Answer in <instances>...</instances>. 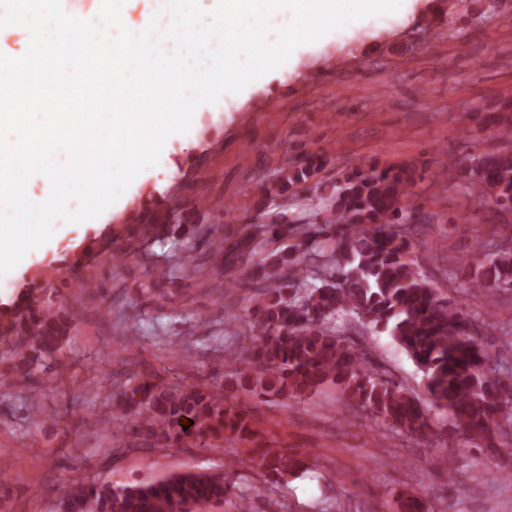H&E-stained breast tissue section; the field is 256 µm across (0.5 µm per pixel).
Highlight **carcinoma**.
<instances>
[{
  "mask_svg": "<svg viewBox=\"0 0 512 512\" xmlns=\"http://www.w3.org/2000/svg\"><path fill=\"white\" fill-rule=\"evenodd\" d=\"M474 124L512 135V101L499 100L476 110ZM325 160H307L282 170L263 188V200L278 212L269 221H250L235 240L206 239L213 264L231 273L241 267L263 294L255 308L248 344L240 356L249 366L245 390L251 396L285 400L318 392L333 384L351 406L398 432L426 439L432 428L429 406L448 415L473 440L489 448L508 447L512 428V381L497 376L488 344L475 331V317L462 302L441 297L409 258L408 223L417 178L410 165L356 170L334 182L309 180ZM443 179L457 181L470 195L512 213V153L473 155L470 162L448 158ZM307 185L302 207L286 213L288 193ZM196 201L177 203L147 214L142 233L162 243L168 225L181 230L177 263L182 276L197 273L199 244L186 225L196 221ZM286 239L287 250L255 255L269 242ZM464 287L496 302L512 288V237L497 245L488 270L461 271ZM159 280L145 274L141 296L155 303ZM58 289L40 298L25 294L11 317L12 374L0 379L11 386L31 380L37 362L43 369L75 330L67 308L57 304ZM353 315L387 332L423 374L430 404L379 370L339 336L336 320ZM191 421L184 426L181 418ZM103 423L127 432L148 447L211 448L260 435L258 421L220 393L197 383L169 384L145 376L121 393V402ZM251 467L275 479L295 470L301 460L275 448L250 450ZM235 501L248 512L249 497L231 476L205 471L114 488L109 483H70L63 502L70 512H187V507Z\"/></svg>",
  "mask_w": 512,
  "mask_h": 512,
  "instance_id": "1",
  "label": "carcinoma"
}]
</instances>
